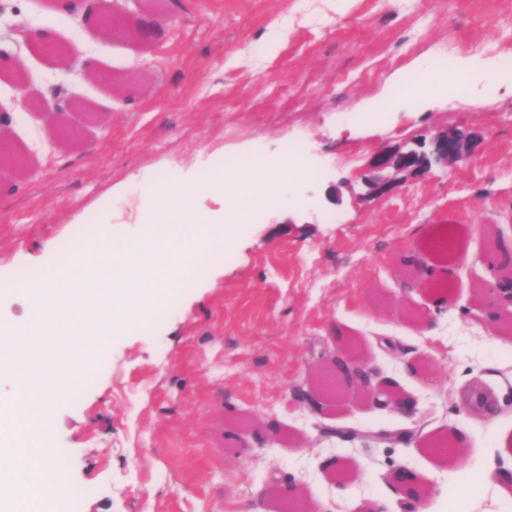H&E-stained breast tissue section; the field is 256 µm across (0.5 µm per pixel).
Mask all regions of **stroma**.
<instances>
[{
    "mask_svg": "<svg viewBox=\"0 0 512 512\" xmlns=\"http://www.w3.org/2000/svg\"><path fill=\"white\" fill-rule=\"evenodd\" d=\"M145 0L160 18L144 45L118 21L103 32L56 0H0V23L80 45L87 80L20 36L0 49L26 89L0 76V110L24 175L0 169V321L25 323L9 279L42 271L47 243L77 233L120 250L156 216L150 184L216 156L283 161L307 144L314 177L284 182L225 258L177 289L138 332L104 337L106 365L74 402L52 406L49 447L66 455L75 512H285L271 486L300 484L302 512H403L392 471L436 491L430 512H512V491L459 484L512 468V330L479 318L491 279L487 230L512 234V0ZM449 57L470 63L467 90L404 98L371 121L361 103L403 72ZM80 97L57 129L30 106L53 84ZM461 132L470 164L435 166L366 198L384 147ZM124 184L123 195L112 196ZM85 214L84 225L74 224ZM442 270L403 287L406 255ZM359 337L374 366L415 399L412 413L302 397L338 337ZM417 431L411 440L377 435ZM465 437L462 461L433 442Z\"/></svg>",
    "mask_w": 512,
    "mask_h": 512,
    "instance_id": "1",
    "label": "stroma"
}]
</instances>
